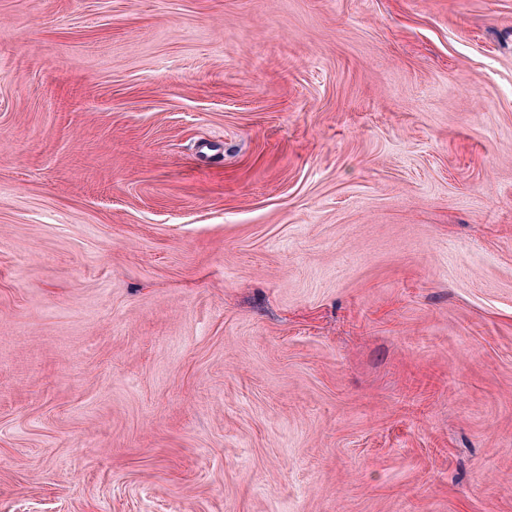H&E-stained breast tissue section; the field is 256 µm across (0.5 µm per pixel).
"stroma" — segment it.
<instances>
[{"label": "stroma", "mask_w": 512, "mask_h": 512, "mask_svg": "<svg viewBox=\"0 0 512 512\" xmlns=\"http://www.w3.org/2000/svg\"><path fill=\"white\" fill-rule=\"evenodd\" d=\"M0 512H512V0H0Z\"/></svg>", "instance_id": "stroma-1"}]
</instances>
